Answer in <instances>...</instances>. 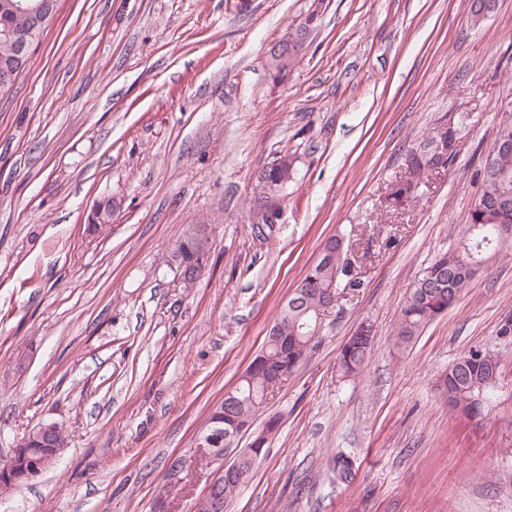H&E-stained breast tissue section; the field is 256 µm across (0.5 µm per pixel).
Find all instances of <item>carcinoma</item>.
Segmentation results:
<instances>
[{
	"instance_id": "carcinoma-1",
	"label": "carcinoma",
	"mask_w": 512,
	"mask_h": 512,
	"mask_svg": "<svg viewBox=\"0 0 512 512\" xmlns=\"http://www.w3.org/2000/svg\"><path fill=\"white\" fill-rule=\"evenodd\" d=\"M18 2L0 0V73L6 68L23 71L31 59L29 53H17L12 37L15 32L30 31L34 27L30 14L15 9ZM297 58L298 55L290 53L280 62L277 57L270 56L269 67L274 71V79H283ZM466 126L467 117L461 115L436 120L418 145L405 154V177L392 185L387 196L392 205L402 206L419 197L425 179L437 165L454 163L457 151L453 146L457 145ZM278 160L280 164H271L258 175L253 191L254 203L275 193L284 194L294 180L297 157L286 153ZM503 175L512 176V124L498 128L482 165L477 169L481 186L472 200L469 224L462 230L458 245L422 270L405 301L396 330L400 342H411L428 323L446 314L460 300L481 266L503 248L512 247V181L501 179ZM201 228V224L190 226L179 241L180 261L188 271L202 266L206 258L200 251L196 235ZM333 245L336 246V260L328 261L323 257L307 270L274 324L277 333L268 336L261 352L231 390L233 402L227 406L222 401L211 411L198 447H210V439H220L226 431H247L274 399L282 383L313 349L312 342L320 331L319 315L330 302V297L323 291L324 286L334 282L336 288L351 292L362 287L361 280L351 274L350 263L343 258L341 243L329 242L326 247ZM371 347L372 341L358 334L350 337L341 346L337 358L341 375L359 374ZM496 368L498 360L494 355L481 348H471L448 369L442 388L460 411L469 416L478 415L496 402ZM62 441L63 431L59 427L44 438L36 429L29 434L26 447L43 452L51 462L55 446ZM332 471L336 479L344 483L351 482L355 476L352 464L341 453L333 457Z\"/></svg>"
}]
</instances>
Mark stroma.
<instances>
[{"label":"stroma","mask_w":512,"mask_h":512,"mask_svg":"<svg viewBox=\"0 0 512 512\" xmlns=\"http://www.w3.org/2000/svg\"><path fill=\"white\" fill-rule=\"evenodd\" d=\"M312 0H58L29 66L0 94V463L57 424L50 467L0 512H195L218 467L189 464L325 242L363 282L325 313L313 350L242 433L280 426L224 512H512V252L412 343L395 336L420 271L453 247L474 173L512 123V0H324L273 81L268 51ZM468 126L448 170L389 206L403 155L445 113ZM297 171L256 236L259 171ZM112 219L97 234L100 199ZM212 231L185 286L171 251ZM372 325L363 371L340 345ZM497 355L498 400L452 410L439 377L471 347ZM356 470L336 482V453Z\"/></svg>","instance_id":"35a3bbf8"}]
</instances>
